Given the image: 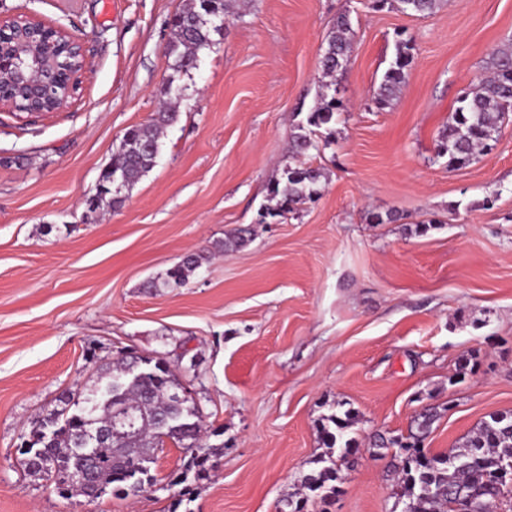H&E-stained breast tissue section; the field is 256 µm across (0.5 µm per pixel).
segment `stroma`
I'll return each mask as SVG.
<instances>
[{
	"mask_svg": "<svg viewBox=\"0 0 512 512\" xmlns=\"http://www.w3.org/2000/svg\"><path fill=\"white\" fill-rule=\"evenodd\" d=\"M180 5L0 0L1 17L35 12L87 55L60 111L0 110V512H168L186 462L169 442L134 499H67L21 464L59 397L125 349L167 359L220 450L192 512H291L349 439L336 497L303 512H391L393 456L377 437L408 435L432 407L424 446L446 453L490 414H512V116L466 166L437 154L457 100L512 40V0H448L425 17L392 0H248L174 79L164 48ZM341 15L355 41L331 142L308 159L325 171L320 195L259 223ZM400 39L415 47L409 78L380 109ZM170 87L179 118L156 166L121 207L88 213L124 133ZM239 228L245 244L230 245ZM189 255L199 265L185 286L146 290ZM332 415L346 427L330 449Z\"/></svg>",
	"mask_w": 512,
	"mask_h": 512,
	"instance_id": "1",
	"label": "stroma"
}]
</instances>
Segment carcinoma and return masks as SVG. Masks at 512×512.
Returning a JSON list of instances; mask_svg holds the SVG:
<instances>
[{"instance_id": "1", "label": "carcinoma", "mask_w": 512, "mask_h": 512, "mask_svg": "<svg viewBox=\"0 0 512 512\" xmlns=\"http://www.w3.org/2000/svg\"><path fill=\"white\" fill-rule=\"evenodd\" d=\"M398 8L413 15H427L441 8L447 0H396ZM236 0H183L171 20L172 38L167 43L164 56L168 67L176 73L188 74L196 68L199 53L213 44V35L220 33V19L234 14ZM353 29L346 15L337 17L334 32L329 36L320 58L321 91L319 105L307 118L309 129L299 127L291 137L290 154L294 159L319 150L323 130L336 120L340 104L331 94L336 75L343 72L352 49ZM414 46L407 39H400L395 46V56L384 72L374 102L386 108L405 85L414 58ZM76 59L62 51L57 56V70L61 83H66ZM490 74L458 100L452 123L443 135L438 156H448L447 166L459 168L470 163L488 140L497 139L499 128L512 112V49L498 50L489 62ZM0 94L11 100L22 111L41 108L31 103L18 89L4 82ZM178 120V113L166 105L145 125L128 129L112 163L100 173V178L111 184V190L97 198L96 209L118 208L133 187L151 171L161 151L164 130ZM325 173L303 162L288 166L279 179L271 182L269 200L273 207H265L259 222L267 218L283 217L298 206L318 197ZM196 257L190 255L167 272L162 284L146 283L148 288L162 286L179 288L188 272L196 266ZM132 358L122 355L113 362L108 381L83 393H71L59 402L63 407L51 412L40 427L27 439L29 447L21 451L22 464L31 472H42L39 463L31 457L37 450L53 458L55 474L47 478L58 492L85 494L83 485L68 479L69 472L81 460L84 444L82 433L100 427H110L116 422L120 432L112 443L99 449L97 484L105 495L114 487L124 486L123 474L136 459L141 464L142 475L151 482V464L155 451L169 439L189 453L180 482L184 487L180 499L172 505L177 509L183 498L192 494L186 485L206 477V464L217 454V449L201 441L202 415L196 403L188 398L182 401L176 395L183 386L174 371L157 370L147 366L141 376L124 383L110 402L101 400V393L121 382ZM436 418L430 408L420 414L416 431L403 439L381 443V447L397 446L413 450L397 466L399 475L395 504L400 512H497L502 499L512 493L503 481L501 471L512 472V415H492L482 422L468 437L463 447L448 455L426 457L422 442ZM336 480V461L308 479L305 488L314 493L325 483Z\"/></svg>"}]
</instances>
